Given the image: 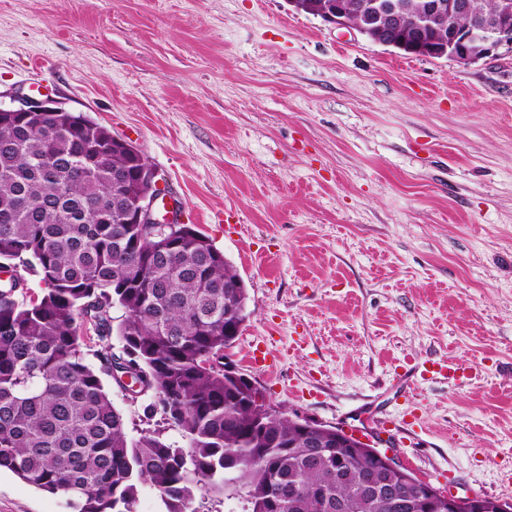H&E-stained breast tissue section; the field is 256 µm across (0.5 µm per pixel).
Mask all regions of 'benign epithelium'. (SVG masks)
Instances as JSON below:
<instances>
[{
  "label": "benign epithelium",
  "mask_w": 512,
  "mask_h": 512,
  "mask_svg": "<svg viewBox=\"0 0 512 512\" xmlns=\"http://www.w3.org/2000/svg\"><path fill=\"white\" fill-rule=\"evenodd\" d=\"M292 10L299 14H309L321 18L336 29H348L365 37L371 33L379 38L391 30L400 31L408 27L412 41L397 40L392 46L399 50L420 52L422 56L450 57L462 64L476 63L506 47L512 49V0H495V7L489 13L478 12L472 0H421L412 16H407L390 0H366L360 5V13L382 20L376 28H371L347 18L345 0H336L323 10L307 7V0H287ZM466 22L459 23L460 18ZM433 29L445 34L437 45L423 42V33ZM12 104H0V112H63L65 108L47 98L38 99L29 95L11 97ZM141 180L147 183L146 189L130 196L125 210L126 223L145 225L141 241L153 245L164 239L160 232L161 224H177L175 217L177 204L169 203L171 197L151 166L141 171ZM171 204V209L160 218L156 207L158 202ZM427 501L443 512H512V503L483 497H460L445 494L430 483L420 481Z\"/></svg>",
  "instance_id": "7a95c632"
}]
</instances>
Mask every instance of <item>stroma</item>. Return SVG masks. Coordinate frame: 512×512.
<instances>
[{
  "label": "stroma",
  "instance_id": "1",
  "mask_svg": "<svg viewBox=\"0 0 512 512\" xmlns=\"http://www.w3.org/2000/svg\"><path fill=\"white\" fill-rule=\"evenodd\" d=\"M0 92L136 144L243 278L229 357L270 403L512 502V50L411 56L287 0H0ZM443 357L476 379L394 388ZM104 383L132 437L158 428ZM0 512L74 509L0 469Z\"/></svg>",
  "mask_w": 512,
  "mask_h": 512
}]
</instances>
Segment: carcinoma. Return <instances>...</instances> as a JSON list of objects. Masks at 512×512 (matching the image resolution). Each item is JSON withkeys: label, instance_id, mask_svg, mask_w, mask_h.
Masks as SVG:
<instances>
[{"label": "carcinoma", "instance_id": "obj_1", "mask_svg": "<svg viewBox=\"0 0 512 512\" xmlns=\"http://www.w3.org/2000/svg\"><path fill=\"white\" fill-rule=\"evenodd\" d=\"M109 130L76 112L0 118V262L40 278L0 285V469L70 497L76 512H137L143 488L165 512H201L197 499L239 497L243 512H425L414 477L394 481L373 448L354 451L320 423L267 415L218 352L249 316L235 266L193 224L144 253L119 196L138 164L107 147ZM125 319L120 352L112 308ZM145 377L149 417L181 431L129 436L101 374Z\"/></svg>", "mask_w": 512, "mask_h": 512}]
</instances>
